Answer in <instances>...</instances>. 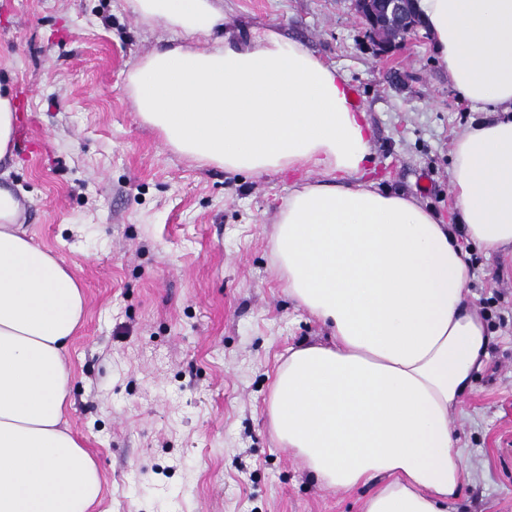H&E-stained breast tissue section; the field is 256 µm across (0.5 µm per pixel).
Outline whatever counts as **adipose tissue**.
I'll return each mask as SVG.
<instances>
[{
	"mask_svg": "<svg viewBox=\"0 0 512 512\" xmlns=\"http://www.w3.org/2000/svg\"><path fill=\"white\" fill-rule=\"evenodd\" d=\"M127 3L194 41L126 76L134 111L167 146L232 172L320 176L289 191L271 244L286 292L330 335L278 367L271 436L328 486L377 483L362 512H450L464 462L449 421L492 341L466 304L461 243L512 254V0H417L439 65L483 114L454 136V224L368 178L371 127L336 67L273 27L234 37L224 0ZM16 122L0 71V162L14 156ZM22 211L0 188V512H91L98 467L66 420L85 296Z\"/></svg>",
	"mask_w": 512,
	"mask_h": 512,
	"instance_id": "1",
	"label": "adipose tissue"
}]
</instances>
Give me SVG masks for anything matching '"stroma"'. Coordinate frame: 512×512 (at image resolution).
<instances>
[{"mask_svg":"<svg viewBox=\"0 0 512 512\" xmlns=\"http://www.w3.org/2000/svg\"><path fill=\"white\" fill-rule=\"evenodd\" d=\"M228 31L276 27L345 72L372 128L375 178L455 223L453 137L474 118L425 32L379 57L352 0H224ZM126 0H0L16 157L35 241L80 279L69 349L73 434L93 455L95 512H361L372 494L317 482L268 433L288 349L328 329L288 297L270 236L293 175L229 173L143 124L126 73L172 40ZM493 341L450 420L464 459L455 512H512V259L463 246Z\"/></svg>","mask_w":512,"mask_h":512,"instance_id":"1","label":"stroma"}]
</instances>
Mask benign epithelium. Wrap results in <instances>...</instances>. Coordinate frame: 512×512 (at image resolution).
Instances as JSON below:
<instances>
[{
	"label": "benign epithelium",
	"instance_id": "obj_1",
	"mask_svg": "<svg viewBox=\"0 0 512 512\" xmlns=\"http://www.w3.org/2000/svg\"><path fill=\"white\" fill-rule=\"evenodd\" d=\"M355 9L364 21L366 33L375 49L384 53L396 38L407 36L421 27L415 7L416 0H353Z\"/></svg>",
	"mask_w": 512,
	"mask_h": 512
}]
</instances>
